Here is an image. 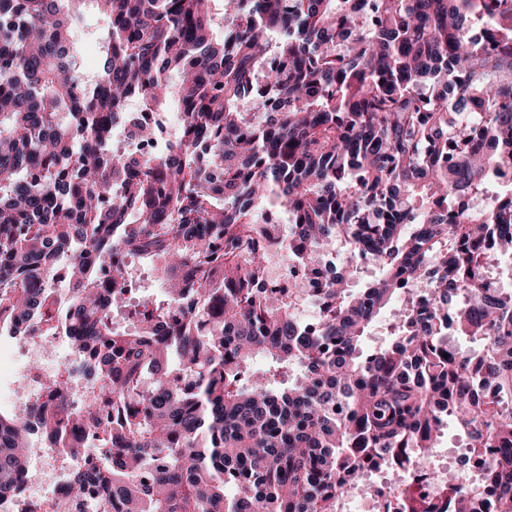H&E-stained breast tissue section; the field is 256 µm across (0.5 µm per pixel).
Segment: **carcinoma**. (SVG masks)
Returning <instances> with one entry per match:
<instances>
[{
  "instance_id": "carcinoma-1",
  "label": "carcinoma",
  "mask_w": 512,
  "mask_h": 512,
  "mask_svg": "<svg viewBox=\"0 0 512 512\" xmlns=\"http://www.w3.org/2000/svg\"><path fill=\"white\" fill-rule=\"evenodd\" d=\"M171 100L166 150L118 146L156 139ZM496 175L512 0H0V330L64 338L86 383L76 407L54 381L57 403L0 411V506L38 434L67 471L46 512H337L366 464L429 455L451 419L489 456L454 512H512V288L491 276L512 186L471 204ZM272 249L318 284L314 321L269 285ZM140 261L162 296L126 297ZM450 319L480 350L448 346ZM102 24V20L98 15H89L86 19V25L76 32V38L84 44V54L81 63V69L85 73H92L95 67L97 57V44L94 42V36L91 32ZM400 307L398 303H392L386 310L381 321L371 330L370 335L367 336L364 346L367 350L385 344L388 339L387 325L392 320L394 313Z\"/></svg>"
}]
</instances>
